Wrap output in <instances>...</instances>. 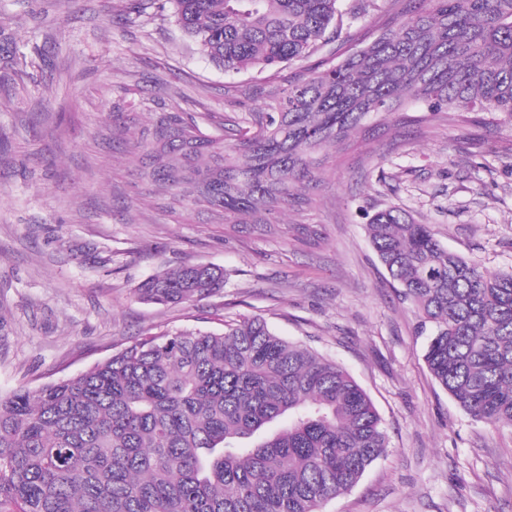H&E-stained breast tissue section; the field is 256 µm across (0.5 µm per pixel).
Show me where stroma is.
Wrapping results in <instances>:
<instances>
[{
  "mask_svg": "<svg viewBox=\"0 0 512 512\" xmlns=\"http://www.w3.org/2000/svg\"><path fill=\"white\" fill-rule=\"evenodd\" d=\"M395 21L391 0H367L313 60L333 67ZM0 32L23 52L0 83V393L76 375L148 332L257 316L342 364L387 432L386 454L325 512H512V425L471 417L436 383L418 314L366 231L398 206L450 250L512 271V124L403 107L323 153L280 234L261 238L147 181L143 132L178 109L228 135L302 63L224 71L163 0H0ZM184 263L223 268V292L137 299Z\"/></svg>",
  "mask_w": 512,
  "mask_h": 512,
  "instance_id": "1",
  "label": "stroma"
}]
</instances>
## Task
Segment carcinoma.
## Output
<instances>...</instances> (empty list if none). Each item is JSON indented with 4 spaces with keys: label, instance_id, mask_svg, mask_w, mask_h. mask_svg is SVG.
<instances>
[{
    "label": "carcinoma",
    "instance_id": "1",
    "mask_svg": "<svg viewBox=\"0 0 512 512\" xmlns=\"http://www.w3.org/2000/svg\"><path fill=\"white\" fill-rule=\"evenodd\" d=\"M227 71L307 58L341 31L340 0H166ZM395 26L310 68L242 118L231 142L171 111L147 132L148 176L226 225L279 233L317 155L410 101L512 123V0H403ZM374 251L428 334L424 361L455 403L512 424V272L449 250L387 206ZM224 288L183 264L142 281L158 305ZM387 449L382 419L340 365L260 317L145 336L76 376L0 394V512H323Z\"/></svg>",
    "mask_w": 512,
    "mask_h": 512
}]
</instances>
